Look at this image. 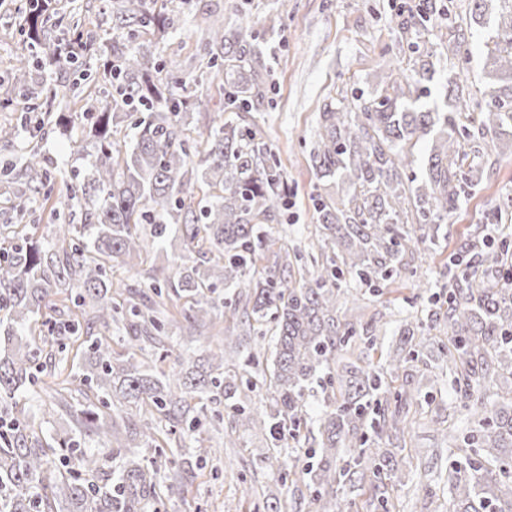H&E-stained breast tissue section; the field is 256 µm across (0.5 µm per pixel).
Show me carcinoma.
Masks as SVG:
<instances>
[{
  "instance_id": "carcinoma-1",
  "label": "carcinoma",
  "mask_w": 512,
  "mask_h": 512,
  "mask_svg": "<svg viewBox=\"0 0 512 512\" xmlns=\"http://www.w3.org/2000/svg\"><path fill=\"white\" fill-rule=\"evenodd\" d=\"M57 2L25 0L27 29L23 50L12 69L14 85L29 96V112H52L57 88L33 87L29 60L48 41L47 23ZM151 0H112L115 37L110 54L96 35L75 20L63 42L76 43V55H52L54 64L73 66L85 83L97 81L93 62L103 61V95L82 98L92 119L94 154L82 180L66 185L65 202L87 207L86 223L65 224L56 240L29 233L5 236L0 245V416L11 421L0 440V512H143L162 495L178 494L192 476L182 465L161 482L144 465L139 450L161 447L159 435L198 431L206 420L224 421L217 404L233 409L238 425L267 435L265 468L280 464V449L300 443L305 397L319 386L326 410L307 452L306 488L316 512H351L358 498L387 510V489L405 484L395 453L376 447L388 433L399 434L411 409L422 407L420 389L387 381L423 356L430 330L448 325L449 344L440 347L448 378L466 419L475 430L449 435L468 448L454 467L448 487L452 512H512V386L497 380L512 371V240L476 228L448 255L447 307L426 318L404 321L400 347L380 356L378 334L339 315L349 295L344 275L380 288L407 270L406 255L436 245L466 189L480 183L479 155L512 153V139L498 131L512 125V0H472L469 23L496 22L487 47L486 69L498 78L481 98L464 95L448 81L443 108L430 109L431 60L416 62L396 84L393 69L386 87L351 98H330L319 113L318 140L311 161L323 179L315 203L317 233L308 253L321 260L315 271L294 266L288 246L270 236L269 224L288 205L283 171L257 129L226 121L201 133L206 145L199 164L185 136L188 117L207 108L205 99L179 93L186 80L178 69L157 62L143 33L164 40L171 19L149 7ZM436 0L419 19L400 24V34L426 27L439 13ZM207 67L224 72V111L258 112L267 95L263 51L243 23L208 30L201 39ZM393 92H388V87ZM473 112V125L459 115ZM135 136L126 148L115 139L123 122ZM427 143L422 175L414 171V149ZM47 160L32 149L21 166L3 168L15 183L38 190L47 180ZM214 193L193 197L194 183ZM181 231V249L158 265L172 226ZM201 253L199 262L188 253ZM270 265L258 267L265 253ZM149 264L147 287L162 286L186 299L182 320L158 315L140 289L112 295V262ZM237 290L230 316L242 333L225 329L224 347L205 358L179 362L171 373L156 360L166 355L169 327L197 337L218 305L210 293ZM48 309L64 319L42 321L47 333L29 336L31 323ZM123 322L126 352L112 350V338L94 333ZM268 326L269 356L262 381L268 408L251 407L256 384L243 381L233 356L255 326ZM79 342L81 359L68 361V341ZM357 344L366 353L336 371V362ZM149 406L148 417L128 409ZM72 462L63 473L56 463Z\"/></svg>"
}]
</instances>
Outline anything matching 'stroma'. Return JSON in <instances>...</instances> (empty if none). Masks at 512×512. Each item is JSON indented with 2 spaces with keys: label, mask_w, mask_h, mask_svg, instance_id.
<instances>
[{
  "label": "stroma",
  "mask_w": 512,
  "mask_h": 512,
  "mask_svg": "<svg viewBox=\"0 0 512 512\" xmlns=\"http://www.w3.org/2000/svg\"><path fill=\"white\" fill-rule=\"evenodd\" d=\"M155 8L173 21L166 40L154 47L155 56L177 62L182 73L192 74L187 94L209 101L207 111L191 118L189 139H196L197 129L226 117L222 78L200 73L202 14L209 10L222 14L228 27L247 18L254 37L264 46L267 100L261 111L244 113L243 118L261 130L288 180V207L270 230L292 249L304 248L315 232L313 197L322 192L323 185L310 152L326 98L350 94L355 88L375 91L385 64L410 73L421 53L454 37L447 24L436 22L401 38L399 23L418 15L420 0H192L188 5L183 0H156ZM24 26L14 0H0L1 78L7 76L21 50ZM492 33L489 26L467 30L460 56L437 64V79L458 77L472 95H480L488 81L484 58ZM33 147L48 162L47 185L54 192H63L65 183L83 176L88 167L89 145L51 131L33 139L22 134L9 142L0 141V167L20 162ZM481 163L488 176L460 202L447 239L437 247L414 251L406 275L386 284L382 293L359 289L356 301L341 304V316L364 323L377 321L386 332L393 331L408 313L426 316L431 303L420 291V283L438 285L437 298L445 300L443 263L475 226L488 224L512 237V211L501 209L503 199L512 196V156L493 154ZM408 373L411 385L429 391L434 400L418 416L411 439L399 453L407 479L404 487L388 493L391 512H450L448 464L463 451L450 446L441 432L462 425L464 417L448 383L447 364L418 362ZM201 433L208 445L222 449V456L199 463L189 443L171 440L176 462H193L194 477L182 493L166 498L159 512H256L266 500L288 498L290 490L304 488L307 482L305 457L297 448L281 451L289 466L287 477L260 468L258 460L267 452L264 435L243 430L232 414H225L219 426L203 425Z\"/></svg>",
  "instance_id": "1"
}]
</instances>
